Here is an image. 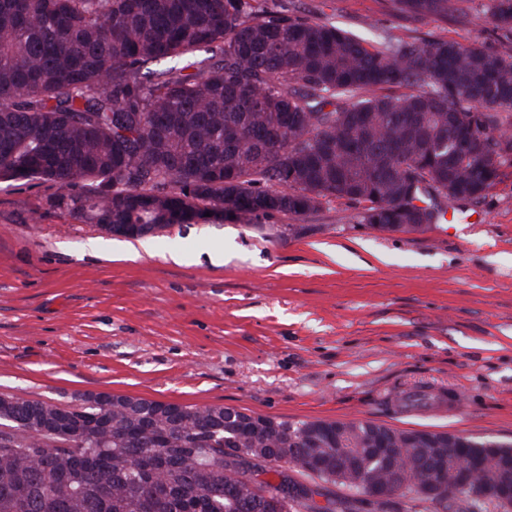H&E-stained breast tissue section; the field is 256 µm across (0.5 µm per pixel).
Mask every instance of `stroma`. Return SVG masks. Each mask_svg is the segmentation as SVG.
Returning a JSON list of instances; mask_svg holds the SVG:
<instances>
[{
  "label": "stroma",
  "mask_w": 512,
  "mask_h": 512,
  "mask_svg": "<svg viewBox=\"0 0 512 512\" xmlns=\"http://www.w3.org/2000/svg\"><path fill=\"white\" fill-rule=\"evenodd\" d=\"M274 3L374 40L497 44L481 9L459 24L404 20L393 0ZM57 193L0 181V393L512 441V165L417 233L372 229L334 199L258 226L179 224L134 259Z\"/></svg>",
  "instance_id": "obj_1"
}]
</instances>
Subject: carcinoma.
Wrapping results in <instances>:
<instances>
[{"instance_id": "carcinoma-1", "label": "carcinoma", "mask_w": 512, "mask_h": 512, "mask_svg": "<svg viewBox=\"0 0 512 512\" xmlns=\"http://www.w3.org/2000/svg\"><path fill=\"white\" fill-rule=\"evenodd\" d=\"M460 22L458 0H394ZM492 49L365 40L267 0H0V179L61 190L126 238L252 224L322 202L417 232L487 195L512 163V0ZM192 68L194 72L185 73ZM423 203L419 207L415 202ZM0 395V512H512V443L368 421L291 423L224 405ZM261 450L262 466L248 460ZM291 464L346 489L318 506ZM277 484L251 485L258 470Z\"/></svg>"}]
</instances>
